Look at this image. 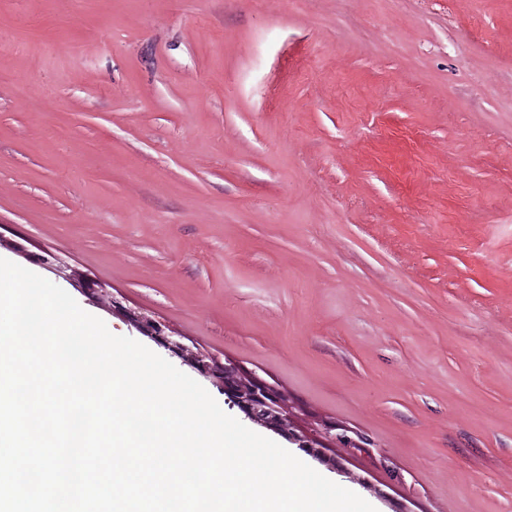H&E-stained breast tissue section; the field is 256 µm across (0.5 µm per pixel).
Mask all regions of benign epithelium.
<instances>
[{"label": "benign epithelium", "mask_w": 512, "mask_h": 512, "mask_svg": "<svg viewBox=\"0 0 512 512\" xmlns=\"http://www.w3.org/2000/svg\"><path fill=\"white\" fill-rule=\"evenodd\" d=\"M28 261L63 276L75 289L99 309L121 317L130 329L163 348L172 357L208 380L225 400L236 407L254 425L273 432L329 469L358 482L384 497L386 493L354 473L345 463L356 452H368L377 444L368 435L321 418H307L288 403L286 395L256 371L183 343L164 322L144 311L123 304L106 286L93 280L65 273L66 266L52 252L32 255L20 253Z\"/></svg>", "instance_id": "7a95c632"}]
</instances>
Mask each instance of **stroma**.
Masks as SVG:
<instances>
[{
  "mask_svg": "<svg viewBox=\"0 0 512 512\" xmlns=\"http://www.w3.org/2000/svg\"><path fill=\"white\" fill-rule=\"evenodd\" d=\"M11 241L512 512V0H0Z\"/></svg>",
  "mask_w": 512,
  "mask_h": 512,
  "instance_id": "1",
  "label": "stroma"
}]
</instances>
